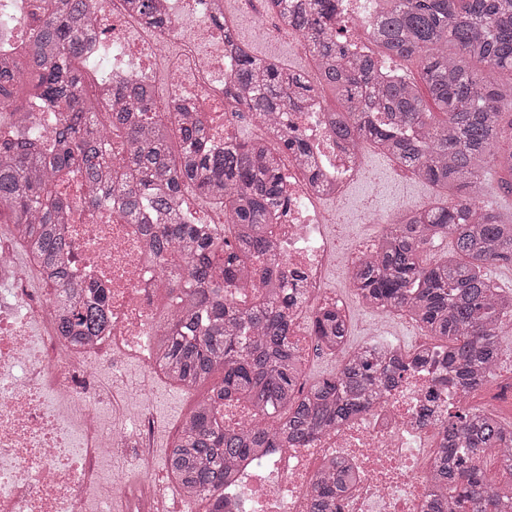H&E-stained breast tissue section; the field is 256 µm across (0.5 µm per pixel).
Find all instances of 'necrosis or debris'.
<instances>
[{
    "mask_svg": "<svg viewBox=\"0 0 512 512\" xmlns=\"http://www.w3.org/2000/svg\"><path fill=\"white\" fill-rule=\"evenodd\" d=\"M156 7L167 25L147 24L125 0H89L94 61L125 79L149 72L160 113L188 99L213 103L214 111L202 118L215 131L214 145L223 147L235 125L224 97L234 55L215 19L223 4L156 0ZM280 120L309 144L308 158L291 152L281 161L288 205L271 240L278 268L302 275L288 318L304 367L315 346L319 309L328 304L350 313L343 294L326 286L331 269L352 273L374 242L364 240L340 257L325 230L331 205L360 177L356 154L337 145L333 118L314 109L284 112ZM68 193L74 208L66 268L71 279L108 289L112 326L92 344L66 343L57 331L54 291L43 287L37 261L0 232V512H170L182 493L152 472L150 410L158 375L149 350L153 288L164 273L140 225L124 223L105 204L87 209L80 179L72 180ZM131 359L143 366L135 400L114 394L99 377L108 369L123 378ZM431 388V374H405L355 419L309 446L270 449L265 464L247 472L252 512H309L313 483L330 457L359 470L340 512H421L430 458L442 439L437 423L419 419ZM126 448L130 456L114 466V456Z\"/></svg>",
    "mask_w": 512,
    "mask_h": 512,
    "instance_id": "4bbe7bcc",
    "label": "necrosis or debris"
}]
</instances>
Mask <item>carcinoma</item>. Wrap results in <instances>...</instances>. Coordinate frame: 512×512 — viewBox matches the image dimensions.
Masks as SVG:
<instances>
[{
  "mask_svg": "<svg viewBox=\"0 0 512 512\" xmlns=\"http://www.w3.org/2000/svg\"><path fill=\"white\" fill-rule=\"evenodd\" d=\"M156 24L154 0H127ZM282 28L302 36L316 60L314 74L280 67L252 54L224 28L237 55L232 97L237 112L274 123L329 87L339 101L337 136L356 150L369 143L438 191L439 199L410 208L407 220L386 225L376 250L352 276L360 301L374 311L410 312L434 341L398 357L374 341L344 352L349 328L325 306L315 322L317 347L344 353L338 369L305 386L290 340L281 294L243 306L230 291L270 264L265 226L285 202L277 153L306 156L297 134L276 145L232 140L209 146V128L192 112L162 118L145 88L133 80L97 78L108 94L87 92L91 62L86 39L93 24L84 0H47L31 13L27 51L0 49V110L20 128L0 135V218H7L25 250L52 272L58 332L86 344L109 326L104 289L74 285L60 260L66 251L69 203L58 185L80 174L85 207L119 200L129 224H143L151 252L183 276L166 280L170 305L158 312L153 341L158 368L186 390L213 375L199 393L167 454L168 472L204 512H246L238 494L245 460H261L277 444L307 445L362 411L401 374L432 365L443 384L479 392L501 356L500 335L512 324V292L494 282L490 267L512 264V210L482 197L512 196V0H375L369 33L378 54H349L336 0H272ZM418 63L420 81L385 61ZM31 103L55 113L47 145L31 124ZM180 149L173 154L171 129ZM129 180L108 175L112 154ZM224 207L229 231L186 220L184 195ZM450 240V256L422 258L426 246ZM234 400L253 412L250 422L224 428L218 403ZM422 419L442 423L426 512H512V483L493 486L482 467L497 452L512 476V424L486 406L425 407ZM352 479L327 464L313 486L312 512H336Z\"/></svg>",
  "mask_w": 512,
  "mask_h": 512,
  "instance_id": "1",
  "label": "carcinoma"
}]
</instances>
